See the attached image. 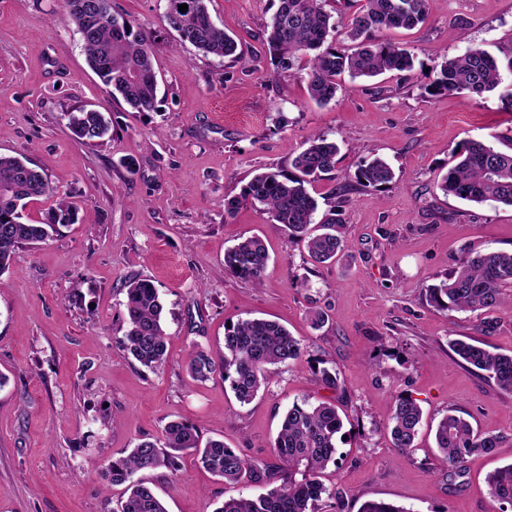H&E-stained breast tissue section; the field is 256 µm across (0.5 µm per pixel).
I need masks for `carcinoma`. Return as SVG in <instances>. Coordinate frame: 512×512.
<instances>
[{"label": "carcinoma", "instance_id": "obj_1", "mask_svg": "<svg viewBox=\"0 0 512 512\" xmlns=\"http://www.w3.org/2000/svg\"><path fill=\"white\" fill-rule=\"evenodd\" d=\"M164 22L203 55L236 61L237 42L211 19L208 0H165ZM70 22L91 69L138 112L156 110L158 80L150 37L133 30L112 15L111 0H63ZM186 4L185 13L179 5ZM428 0H362L353 13L345 36L352 45L340 46L338 26L326 10V0H278L267 25L266 43L278 70L291 71L302 57L307 60L310 96L326 103L336 95L338 79L375 77L387 72L408 71L413 56L398 45L380 40L376 33L388 29H412L427 17ZM512 72V56L498 61L480 47L444 61L433 82L437 93L470 99L492 91L501 83V70ZM67 127L83 145H96L110 131L104 112L78 108L65 113ZM340 148L317 134L310 137L292 159L291 170L269 168L255 174L241 192L224 198V214L231 217L243 204L260 205L270 223L281 224L307 243L317 264L331 262L345 250L346 241L336 228V209L315 221L317 202L308 185L336 171ZM395 174L384 160L375 157L361 165L355 180L362 186H386ZM447 196L473 202H494L512 207V148L493 143L466 141L453 154V165L438 183ZM55 195L46 175L31 163L0 155V272L11 265L22 244L44 242L59 227L77 220L74 202L59 196L42 222L24 221L23 210L44 196ZM268 253L255 236L240 238L224 253L225 272L244 281L263 282ZM512 288V251H471L439 283L428 288L430 303L439 310L456 312L493 310L509 304L505 289ZM124 349L142 367L159 372L168 359L169 336L163 325V304L150 281L126 282ZM448 347L454 360L487 374L495 385L512 393V355L501 354L474 339H453ZM303 345L288 329L271 320L245 319L224 334V356L215 360L203 349L190 353L187 371L205 382L218 374L229 383L235 398L245 404L269 384L268 367L298 359ZM320 383L331 390L341 386L336 367L317 369ZM422 409L412 399L398 397L390 417L393 447L407 453L414 447L422 421ZM343 427L336 405L322 401L296 402L285 414L274 441L280 464L267 471L270 487L254 498L229 497L214 512H319V503L330 512H343L342 493L323 481L329 465H337L336 436ZM443 461L460 472L469 456L490 455L506 437L482 434L465 418L449 413L435 432ZM190 452L199 463L226 484L257 476L260 467L217 439L203 440L198 430L182 421L167 422L158 439H143L102 471L103 479L124 487L118 512H168L148 474L176 470L178 454ZM490 497L499 512L512 507V464L500 467L487 478ZM361 512H407L384 500H369Z\"/></svg>", "mask_w": 512, "mask_h": 512}]
</instances>
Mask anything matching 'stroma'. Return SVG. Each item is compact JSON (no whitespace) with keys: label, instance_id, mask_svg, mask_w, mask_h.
Returning a JSON list of instances; mask_svg holds the SVG:
<instances>
[{"label":"stroma","instance_id":"35a3bbf8","mask_svg":"<svg viewBox=\"0 0 512 512\" xmlns=\"http://www.w3.org/2000/svg\"><path fill=\"white\" fill-rule=\"evenodd\" d=\"M164 8L112 0L113 14L152 40L157 109L137 112L111 99L87 65L62 0H0V154L41 168L79 208L76 223L20 246L0 273V512H115L121 490L105 484L102 467L177 418L203 439L273 462L282 416L304 398L333 402L343 419L340 462L325 478L342 491L343 512L368 500L408 512H499L486 477L512 463V393L449 359L448 342L469 336L512 354V309L442 312L426 294L466 252L512 250L511 208L436 186L463 142H512L500 97L512 72L473 100L432 94L431 84L467 47L512 53V0H429L424 23L381 34L412 54L413 69L342 75L326 104L311 99L302 70L274 65L265 43L272 0H210L214 23L239 43L233 63L180 43ZM79 107L110 118L99 145L71 137L65 114ZM316 133L340 147L335 174L310 188L318 215L347 196V247L321 265L261 207L224 215L225 196L257 172L289 168ZM376 156L392 166L393 184H347ZM249 236L269 254L259 286L224 270L225 250ZM134 276L153 282L164 305L169 357L157 374L122 346ZM314 308L329 316L322 327L308 321ZM246 318L284 325L304 353L272 366L268 387L243 404L221 376L192 380L186 362L198 347L221 358L227 324ZM323 360L339 371L338 390L318 382ZM400 396L424 413L406 454L389 429ZM451 410L508 443L470 457L462 473L448 469L434 433ZM149 479L168 512H215L224 498L266 489L261 479L224 484L189 454L178 471Z\"/></svg>","mask_w":512,"mask_h":512}]
</instances>
